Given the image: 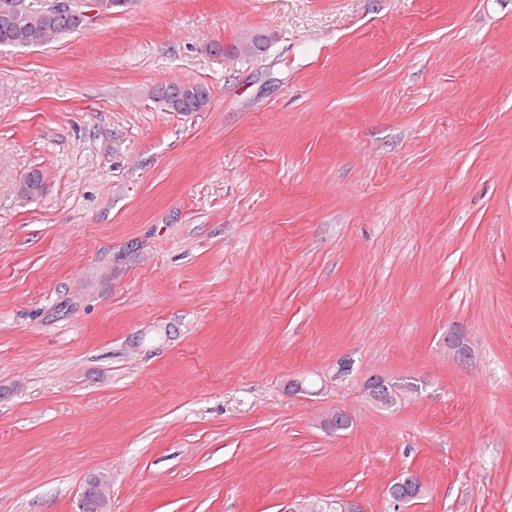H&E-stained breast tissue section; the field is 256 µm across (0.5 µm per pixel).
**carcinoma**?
<instances>
[{"label":"carcinoma","mask_w":512,"mask_h":512,"mask_svg":"<svg viewBox=\"0 0 512 512\" xmlns=\"http://www.w3.org/2000/svg\"><path fill=\"white\" fill-rule=\"evenodd\" d=\"M39 0H0V48H35L65 39L84 30L87 23L79 14L52 15L38 10ZM151 100L166 112L191 115L205 112L211 104L210 89L198 83L168 81L152 89ZM408 381L389 379L379 386L374 406L392 409L391 387Z\"/></svg>","instance_id":"carcinoma-1"}]
</instances>
